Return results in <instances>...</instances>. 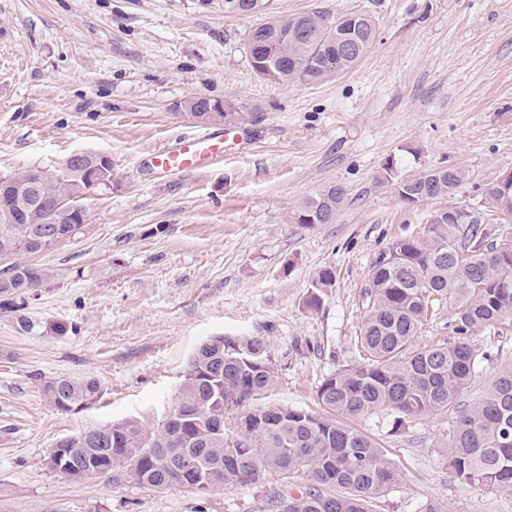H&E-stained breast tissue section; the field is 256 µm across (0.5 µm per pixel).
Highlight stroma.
Returning <instances> with one entry per match:
<instances>
[{"label":"stroma","instance_id":"stroma-1","mask_svg":"<svg viewBox=\"0 0 512 512\" xmlns=\"http://www.w3.org/2000/svg\"><path fill=\"white\" fill-rule=\"evenodd\" d=\"M372 15L377 36L352 70L321 83L258 77L247 35L262 18L224 0H0V172L58 173L73 152L112 159L111 189L88 197L85 230L29 256L47 276L25 298L0 294V512H258L300 493L302 476L267 474L201 493L128 477L75 480L46 468L55 442L176 407L189 360L214 336L265 337L273 387L254 405L315 408L322 377L352 363L362 292L379 253L425 235L434 211L461 206L512 239L490 213L489 185L512 169V0H273L287 17ZM209 97L238 117L223 162L156 176L140 160L180 134L206 129L181 102ZM428 167L466 179L419 205L397 180ZM342 186L331 224H296L300 201ZM332 269L319 308L311 282ZM491 358L471 403L512 366V332L482 334ZM92 377L101 396L61 412L40 383ZM377 438L403 480L373 512H512V493L455 478L434 416Z\"/></svg>","mask_w":512,"mask_h":512}]
</instances>
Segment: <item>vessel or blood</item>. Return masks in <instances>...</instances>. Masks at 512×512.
<instances>
[{"label": "vessel or blood", "mask_w": 512, "mask_h": 512, "mask_svg": "<svg viewBox=\"0 0 512 512\" xmlns=\"http://www.w3.org/2000/svg\"><path fill=\"white\" fill-rule=\"evenodd\" d=\"M224 159V134L211 131L179 136L149 153L150 168L160 174H187Z\"/></svg>", "instance_id": "vessel-or-blood-1"}]
</instances>
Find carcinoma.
I'll use <instances>...</instances> for the list:
<instances>
[{
	"label": "carcinoma",
	"instance_id": "carcinoma-1",
	"mask_svg": "<svg viewBox=\"0 0 512 512\" xmlns=\"http://www.w3.org/2000/svg\"><path fill=\"white\" fill-rule=\"evenodd\" d=\"M269 0H224V12L265 14ZM376 38L372 17L351 12L336 19L314 11L270 17L247 37L250 65L261 78L288 84L320 83L355 67ZM182 108L199 118L235 113L223 102L193 97ZM11 177L37 190L34 212L0 208V253L36 254L74 238L80 225L67 214H51L59 199L80 197L79 177L59 178L33 166ZM464 173L447 168L422 170L397 182L403 200H438ZM346 190L330 185L292 210L296 224H331ZM45 276L43 269L13 263L0 271V294H23ZM362 295L364 315L358 340L364 357L326 375L316 387L321 411L281 407L269 418L246 406L276 380L274 357L262 337L216 336L196 351L184 375L175 411L181 423L164 418L152 427L135 419L91 427L58 440L54 447L68 461L67 475L92 479L121 472L111 469L123 457L127 476L158 488L194 489L200 476L210 487L253 484L267 472H302L305 490L293 497L266 499L267 512H371L373 499L401 480L399 469L367 434L340 423L370 416L392 418V429L432 416L452 414L445 448L455 477L489 490L512 491V367L501 371L470 405L461 398L477 368L488 360L476 342L481 332L512 330V242L490 234V225L431 223L425 239L400 237L376 258ZM333 287V272L323 269L312 282L308 305L318 306ZM449 304L452 336L421 345L417 338L428 318ZM54 408L69 412L101 394L94 378L55 377L41 384ZM239 411L252 421L240 440L224 434V413ZM199 463L182 469L183 459Z\"/></svg>",
	"mask_w": 512,
	"mask_h": 512
}]
</instances>
